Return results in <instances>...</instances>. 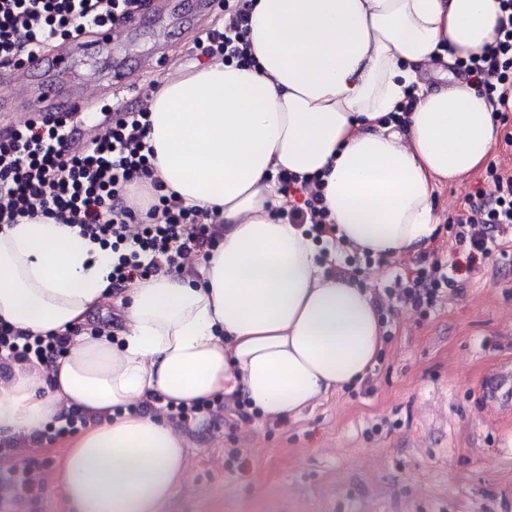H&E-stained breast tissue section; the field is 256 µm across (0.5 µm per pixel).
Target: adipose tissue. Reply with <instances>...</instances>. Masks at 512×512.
I'll return each mask as SVG.
<instances>
[{
    "instance_id": "obj_1",
    "label": "adipose tissue",
    "mask_w": 512,
    "mask_h": 512,
    "mask_svg": "<svg viewBox=\"0 0 512 512\" xmlns=\"http://www.w3.org/2000/svg\"><path fill=\"white\" fill-rule=\"evenodd\" d=\"M499 15L500 0H253L255 65L178 70L149 103L158 176L218 234L201 267L116 294L111 250L76 225L0 227V321L71 338L50 367L0 372V439L84 415L60 472L74 512H160L186 441L155 408L242 397L276 419L362 381L382 346L373 294L283 216L276 178L318 177L327 235L351 252L427 243L437 190L485 162L497 128L466 76L425 75L492 42ZM107 301L120 329L90 321Z\"/></svg>"
}]
</instances>
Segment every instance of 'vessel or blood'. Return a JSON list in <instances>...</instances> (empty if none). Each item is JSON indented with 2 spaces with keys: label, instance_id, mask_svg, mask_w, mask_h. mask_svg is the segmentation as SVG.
I'll return each instance as SVG.
<instances>
[{
  "label": "vessel or blood",
  "instance_id": "1",
  "mask_svg": "<svg viewBox=\"0 0 512 512\" xmlns=\"http://www.w3.org/2000/svg\"><path fill=\"white\" fill-rule=\"evenodd\" d=\"M85 53V47L80 43H69L55 54L41 55L32 63L15 68L9 78L12 88L11 95L0 96V112H11L24 108L33 112H79L82 111L85 100L75 93L63 92L62 87L72 62ZM55 71V82L34 85L30 77L32 73L42 68Z\"/></svg>",
  "mask_w": 512,
  "mask_h": 512
}]
</instances>
